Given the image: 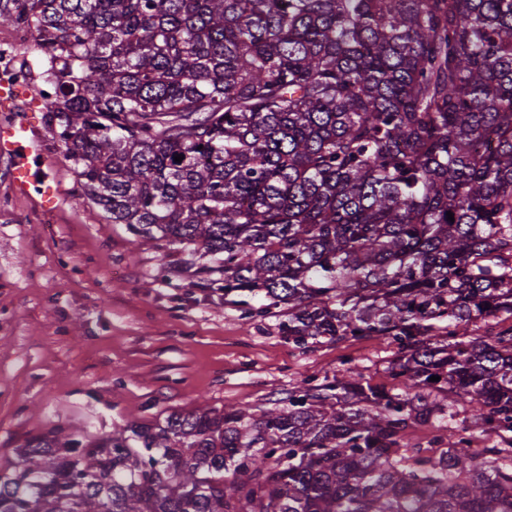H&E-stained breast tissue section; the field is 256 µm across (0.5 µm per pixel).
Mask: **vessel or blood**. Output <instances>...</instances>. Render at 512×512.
<instances>
[{
	"instance_id": "vessel-or-blood-1",
	"label": "vessel or blood",
	"mask_w": 512,
	"mask_h": 512,
	"mask_svg": "<svg viewBox=\"0 0 512 512\" xmlns=\"http://www.w3.org/2000/svg\"><path fill=\"white\" fill-rule=\"evenodd\" d=\"M0 151L12 158V182L16 189H35L42 209H54L59 193L56 186L47 180L38 179L32 169L30 158L38 154L39 144L29 126L19 123L0 132Z\"/></svg>"
}]
</instances>
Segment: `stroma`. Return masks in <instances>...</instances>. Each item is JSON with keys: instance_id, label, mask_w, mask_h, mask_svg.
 <instances>
[{"instance_id": "1", "label": "stroma", "mask_w": 512, "mask_h": 512, "mask_svg": "<svg viewBox=\"0 0 512 512\" xmlns=\"http://www.w3.org/2000/svg\"><path fill=\"white\" fill-rule=\"evenodd\" d=\"M16 33L0 25V44L29 76L15 110L0 111V128L31 125L61 201L47 212L17 192L0 155V464L57 427L103 435L198 406L263 410L309 376L353 370L399 390L387 372L391 338L323 337L300 350L279 331L285 305L261 294L242 305L219 286L200 287L176 246L77 202L72 165L46 122L49 64L34 38Z\"/></svg>"}]
</instances>
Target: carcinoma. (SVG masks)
<instances>
[{
	"label": "carcinoma",
	"mask_w": 512,
	"mask_h": 512,
	"mask_svg": "<svg viewBox=\"0 0 512 512\" xmlns=\"http://www.w3.org/2000/svg\"><path fill=\"white\" fill-rule=\"evenodd\" d=\"M2 24L49 61L81 197L288 305L302 350L392 337L403 389L54 428L0 466V512H512V328L469 333L512 316V0H0Z\"/></svg>",
	"instance_id": "obj_1"
}]
</instances>
